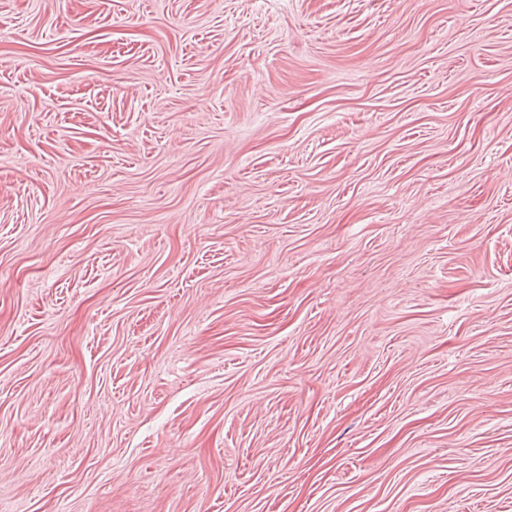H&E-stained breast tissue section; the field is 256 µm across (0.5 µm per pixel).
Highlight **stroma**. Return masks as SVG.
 <instances>
[{
	"label": "stroma",
	"mask_w": 512,
	"mask_h": 512,
	"mask_svg": "<svg viewBox=\"0 0 512 512\" xmlns=\"http://www.w3.org/2000/svg\"><path fill=\"white\" fill-rule=\"evenodd\" d=\"M0 512H512V0H0Z\"/></svg>",
	"instance_id": "obj_1"
}]
</instances>
